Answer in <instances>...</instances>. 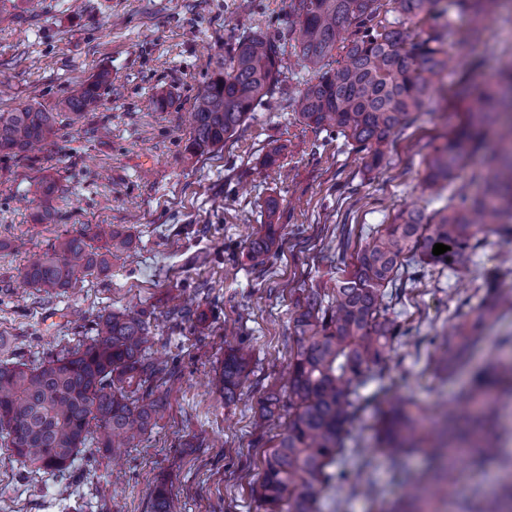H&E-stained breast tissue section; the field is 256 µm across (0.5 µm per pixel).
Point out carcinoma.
Returning a JSON list of instances; mask_svg holds the SVG:
<instances>
[{"label":"carcinoma","mask_w":512,"mask_h":512,"mask_svg":"<svg viewBox=\"0 0 512 512\" xmlns=\"http://www.w3.org/2000/svg\"><path fill=\"white\" fill-rule=\"evenodd\" d=\"M378 0H289L288 34L297 60L313 73L288 96L289 107L304 125L343 138L373 166L384 159L389 137L413 125L431 96L434 77L448 68V42L468 44L481 38L483 21L505 0H452L470 17L457 30L441 0H389L393 18L378 22ZM431 22L428 32L417 29ZM355 29V37L344 33ZM281 49L261 30L236 38L230 52L198 92L192 136L185 151L202 156L224 147L257 106L272 96L281 75ZM107 76L99 74L70 88L47 108L26 104L0 112V158L20 157L50 145L71 122L95 111ZM512 112V65L495 84L473 94L463 125L433 147L426 162L423 191L431 198L453 181L461 163L479 149L486 127ZM503 144L494 169L474 196L463 190L428 212L412 206L391 222L371 230L352 269L331 288H307L292 319L294 349L288 371V424L265 460L253 492L266 512H320L325 490L335 481L362 485L361 470L351 468L346 440L363 409L360 385L408 335L390 315L392 290L437 266L455 272L470 268L481 240L494 224L512 223V121L504 123ZM279 204L266 203V223L251 241L254 258L279 245L275 224ZM451 250L435 256L433 246ZM131 249L125 232L110 224H81L55 239L50 249L23 265L30 287L62 294L77 282L108 273L113 256ZM471 307L469 325L458 329L453 346L439 348L438 366L453 371L463 363L481 330L504 310H512V291L497 279ZM151 323L143 312L104 311L93 335L77 340L38 363L0 361V447L16 457L22 479L37 480L69 469L91 435L100 452L138 447L166 410L161 387L175 380L169 364L154 356ZM252 352L244 344L224 343L215 386L224 405L239 397L250 374ZM512 394V369L489 366L446 411L433 439L423 436L412 400L387 399L374 431L378 448L391 453L431 447L439 467L417 478L408 512H426L431 484L451 482L458 465L476 456L495 460L500 449L488 432L497 407L493 390ZM281 407L279 393L266 396L257 416L263 426ZM166 484L153 491L152 512H171ZM475 512H512V478L483 498Z\"/></svg>","instance_id":"1"}]
</instances>
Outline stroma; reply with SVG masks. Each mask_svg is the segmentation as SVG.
<instances>
[{"mask_svg": "<svg viewBox=\"0 0 512 512\" xmlns=\"http://www.w3.org/2000/svg\"><path fill=\"white\" fill-rule=\"evenodd\" d=\"M14 15L0 25V111L34 101L53 106L72 83L104 73L97 111L78 120L44 151L0 160V360H41L90 335L96 315L131 309L149 315L155 355L179 376L166 387L167 405L138 447L120 460L88 443L65 472L39 482L19 480V464L0 448V512H61L60 499L87 501L91 512H152V491L167 482L172 512H265L252 487L285 421L255 428L254 414L272 390H283L294 340L290 316L304 289L350 268L370 230L406 206L423 207L425 160L434 137L465 117L459 83L495 80L512 62V12L487 20L480 42L450 44L441 90L419 120L391 137L388 156L365 165L343 140L300 124L289 93L310 79L291 52L282 56L281 83L271 106L254 117L222 152L187 159V116L217 57L249 29L282 38L288 0H0ZM170 96L157 112L152 97ZM106 127L86 133L87 124ZM498 144L465 160L453 182L476 194L492 171ZM284 151L261 169L270 147ZM58 185L52 221H38L41 176ZM280 203L281 252L254 261L250 240L268 198ZM82 224H115L133 240L131 255L113 259L107 275L89 277L63 295L25 285L27 257ZM21 239L24 251L9 249ZM488 276L512 289V237L483 240L468 273L420 277L407 283L393 308L411 327L383 370L361 389L366 403L351 430L365 491L336 482L321 512H381L401 500L426 470L424 454L401 458L373 452L371 425L387 396L412 397L435 419L489 359L512 362V312L489 324L467 362L440 374L430 358L449 324L462 323ZM180 299L190 315L177 324L167 312ZM250 346L253 372L236 404L225 405L212 381L224 356V327ZM503 462L461 467L454 489H439L434 512H458L491 494L503 468L512 469V397L498 402Z\"/></svg>", "mask_w": 512, "mask_h": 512, "instance_id": "obj_1", "label": "stroma"}]
</instances>
